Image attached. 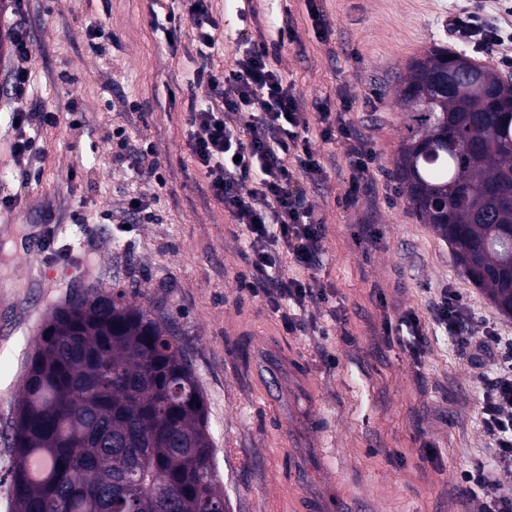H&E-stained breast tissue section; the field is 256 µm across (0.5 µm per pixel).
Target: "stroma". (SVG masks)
Returning a JSON list of instances; mask_svg holds the SVG:
<instances>
[{
  "label": "stroma",
  "mask_w": 512,
  "mask_h": 512,
  "mask_svg": "<svg viewBox=\"0 0 512 512\" xmlns=\"http://www.w3.org/2000/svg\"><path fill=\"white\" fill-rule=\"evenodd\" d=\"M173 0H28L43 101L59 112L44 132L43 155L21 175L10 155L12 110L0 108V462L26 356L47 315L74 290L124 293L174 322L204 393L215 463L228 512H303L305 497L328 495L329 512H481L459 487L473 463H493L495 442L480 403L485 390L467 357L435 325L442 289L456 291L475 316L512 336L486 291L468 280L448 242L401 195L394 160L407 118L398 87L407 63L432 46L458 50L448 30L454 0H212L230 71L251 45L275 46L270 62L291 83L310 119L309 137L327 172L297 179L325 225L316 277L328 303L308 308L294 330L282 327L263 297L244 288L253 271L245 236L206 191L186 144L188 91L182 76L195 52L189 25L178 51L165 52L163 27ZM294 31L279 42L278 27ZM104 27L112 48L94 55L87 34ZM77 102L85 121L69 125ZM343 118L370 146L368 183L349 199L348 144L323 141L319 108ZM124 127L157 146L160 178L119 172L108 132ZM154 190L157 221L121 227L129 191ZM45 223L68 260H49L26 236ZM336 316H329V309ZM415 313L427 336L419 353L384 332L386 322ZM295 354L316 394L304 399L259 377L254 354L266 343ZM318 413L332 446L311 481L294 458H312L315 433L291 448L290 422Z\"/></svg>",
  "instance_id": "1"
}]
</instances>
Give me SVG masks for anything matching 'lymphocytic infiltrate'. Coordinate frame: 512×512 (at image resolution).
Here are the masks:
<instances>
[{
    "label": "lymphocytic infiltrate",
    "instance_id": "lymphocytic-infiltrate-1",
    "mask_svg": "<svg viewBox=\"0 0 512 512\" xmlns=\"http://www.w3.org/2000/svg\"><path fill=\"white\" fill-rule=\"evenodd\" d=\"M173 22L189 20L196 46L194 69L186 80L189 91L187 144L207 189L225 212L241 224L247 261L255 276L252 294L263 296L284 329L296 328L298 313L309 304L327 300V290L312 272L320 265L324 226L316 220L305 197L293 189L296 177L316 180L326 171L308 136L309 119L291 84L272 67L266 46H253L237 59L228 74L215 71L217 46L211 0H180ZM450 30L462 45L483 52L501 47L498 63L512 68V32L493 23L484 5L459 7ZM12 62L8 68L9 98H30L36 91V49L22 10L11 22ZM11 153L17 168L37 155L39 134L58 125V113H12ZM323 140H350V191L358 193L368 178L373 157L364 140L331 113L320 115ZM310 270L306 279L288 276L284 260ZM436 325L468 350L475 365L492 359L495 373L483 394L484 425L498 450L497 467L474 463L460 480L465 494L481 499L482 512H512L497 469L512 467V338L496 331L475 333L470 312L453 291H446L435 308Z\"/></svg>",
    "mask_w": 512,
    "mask_h": 512
}]
</instances>
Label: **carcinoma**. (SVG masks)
Listing matches in <instances>:
<instances>
[{"instance_id": "carcinoma-1", "label": "carcinoma", "mask_w": 512, "mask_h": 512, "mask_svg": "<svg viewBox=\"0 0 512 512\" xmlns=\"http://www.w3.org/2000/svg\"><path fill=\"white\" fill-rule=\"evenodd\" d=\"M394 176L512 316V75L434 47L400 89ZM9 512H224L204 395L152 311L81 294L45 320L8 426Z\"/></svg>"}]
</instances>
